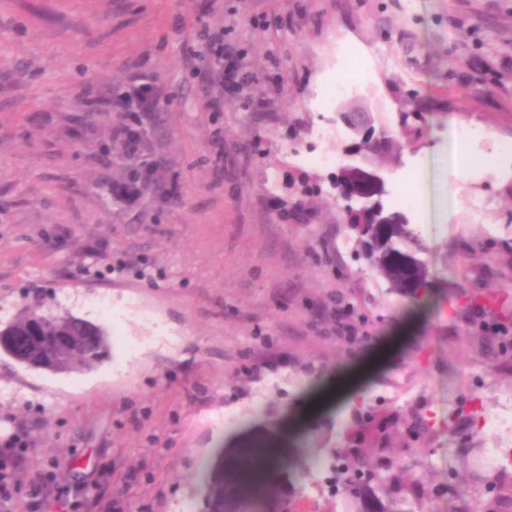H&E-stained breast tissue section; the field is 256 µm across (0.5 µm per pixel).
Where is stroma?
I'll return each mask as SVG.
<instances>
[{
	"label": "stroma",
	"instance_id": "35a3bbf8",
	"mask_svg": "<svg viewBox=\"0 0 512 512\" xmlns=\"http://www.w3.org/2000/svg\"><path fill=\"white\" fill-rule=\"evenodd\" d=\"M202 22L239 58L220 112L187 61ZM346 48L369 78L324 106ZM134 73L161 92L145 147L161 166L129 206L111 193L127 170L107 100ZM353 104L398 146L374 161L418 238L394 261L425 268L400 288L367 260L368 228L344 224L336 167L309 161L359 143L339 118ZM468 125L512 142V0H0V322L37 298L109 334L74 372L0 356V441L22 425L35 440L15 498L47 476L90 512H206L220 463L238 512H338L310 461L349 432L373 445L351 375L384 418L443 425L414 445L418 494L453 507L449 485L472 486L459 457L490 447L481 421L512 395V351L494 356L481 327L512 337V168L486 146L452 179L448 130ZM409 171L420 210L400 201ZM339 296L367 341L323 318ZM228 443L271 470L225 461Z\"/></svg>",
	"mask_w": 512,
	"mask_h": 512
}]
</instances>
